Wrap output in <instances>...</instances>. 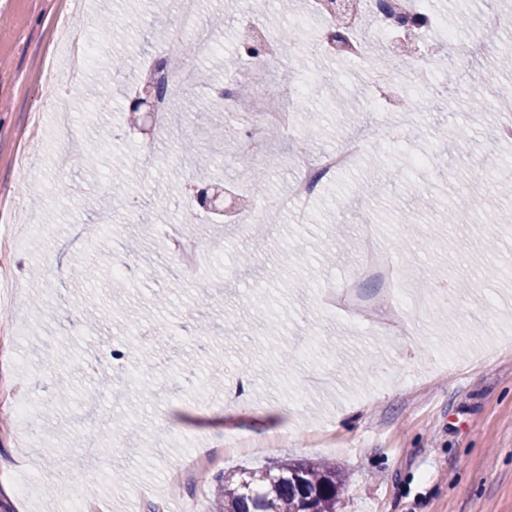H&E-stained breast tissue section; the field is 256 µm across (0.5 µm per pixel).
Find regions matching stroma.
Listing matches in <instances>:
<instances>
[{
	"label": "stroma",
	"instance_id": "1",
	"mask_svg": "<svg viewBox=\"0 0 512 512\" xmlns=\"http://www.w3.org/2000/svg\"><path fill=\"white\" fill-rule=\"evenodd\" d=\"M496 3L451 0L455 49L431 59L414 45L413 80L429 100L392 143L386 113L366 96L367 69L391 44L370 39L357 63L325 56L318 21L294 29L280 0H261L292 33L288 80L343 89L344 99L305 98L294 139L269 134L247 161L240 128L211 107L236 76L246 33L234 0H197L216 49L192 55L204 79L176 95L151 139L130 130L128 104L142 66L179 31L177 0H85L72 13L60 0H0V198L13 204L0 227L23 238L4 256L19 277L14 307L0 313V376L32 405L29 457L12 476L13 422L0 417V483L29 488L20 505L1 498L0 512H60L84 490L102 512H182L187 499L210 512V491L188 478L174 494L167 481L193 448L214 449L219 474L334 463L347 483L338 512H512V349L499 347L512 337V195L483 178L495 158L512 157V140L495 114L462 105L467 74L457 68L458 47L483 36L482 12ZM77 42L94 52L73 87L64 72ZM115 54L119 72L108 66ZM349 111L361 115L351 129ZM352 137L367 149L321 185L309 223H270L295 146L322 153ZM185 140L212 158L206 177L182 153ZM92 149L90 168L82 158ZM64 152L78 162L62 172ZM414 152L430 167L409 168ZM254 169L267 188L247 222L216 224L202 211L185 221L188 186L247 191ZM116 181L127 195L102 210ZM367 223L399 273L418 271L408 303L366 278L358 315L324 308L321 289L363 265ZM212 237L223 238V256L195 269L173 249ZM122 262L130 273L114 277ZM113 348L121 360L107 359ZM50 362L69 366V380L52 377ZM223 388L235 398L214 404ZM107 436L115 451L90 473L85 450Z\"/></svg>",
	"mask_w": 512,
	"mask_h": 512
}]
</instances>
